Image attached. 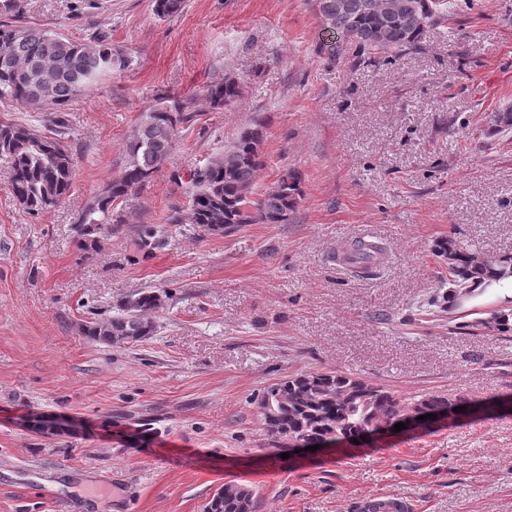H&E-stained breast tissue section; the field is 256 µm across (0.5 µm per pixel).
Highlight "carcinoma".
I'll list each match as a JSON object with an SVG mask.
<instances>
[{
  "mask_svg": "<svg viewBox=\"0 0 512 512\" xmlns=\"http://www.w3.org/2000/svg\"><path fill=\"white\" fill-rule=\"evenodd\" d=\"M318 0L323 24L343 33L360 51H372L392 61L415 48L426 29L448 22V0ZM184 0H154L159 17L181 13ZM55 65L53 89L47 100L66 107L78 96L71 75L94 83L100 76L121 70L123 54L101 41L86 45L43 30L0 23V101L25 104L42 81V64ZM239 81L226 76L212 83L207 99L221 109L241 97ZM191 120L190 102L152 107L142 115L139 135L126 148L120 177L108 184L84 207L76 224L80 243L96 248L101 238L119 228L114 202L151 178L169 159L180 125ZM58 130L47 135L30 127L0 122V156L10 160L9 185L19 203L32 215L54 207L69 192L75 174L74 157ZM264 126L245 128L224 153L207 163L204 173H190L192 231L200 236L230 233L242 224H285L297 204L298 176L285 172L277 187L255 195L264 167ZM450 261L448 289L472 292L480 278L512 276V256L488 257L478 262L473 252L450 239L440 246ZM346 260L369 268L380 259L382 248L357 240L343 249ZM162 296L143 289L125 300L117 314L103 322H89L87 335L110 345L139 342L155 331L151 315ZM468 402L444 393L407 398L340 371H308L265 387L256 400L268 445L278 453L293 451L315 441L351 442L367 432L405 422L410 415L444 413ZM253 492L228 486L216 491L204 512H251Z\"/></svg>",
  "mask_w": 512,
  "mask_h": 512,
  "instance_id": "obj_1",
  "label": "carcinoma"
}]
</instances>
